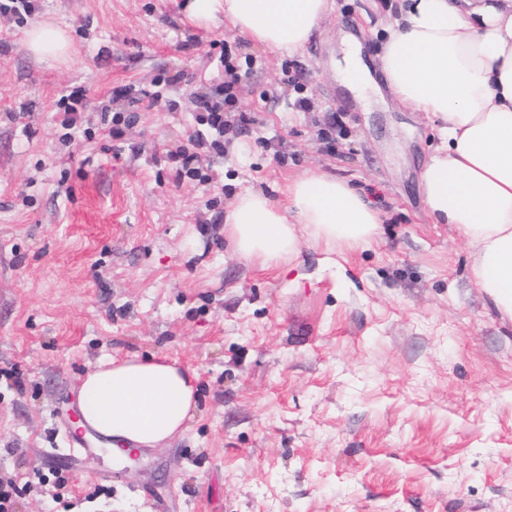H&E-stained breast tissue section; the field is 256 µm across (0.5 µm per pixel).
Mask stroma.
I'll use <instances>...</instances> for the list:
<instances>
[{
  "label": "stroma",
  "mask_w": 512,
  "mask_h": 512,
  "mask_svg": "<svg viewBox=\"0 0 512 512\" xmlns=\"http://www.w3.org/2000/svg\"><path fill=\"white\" fill-rule=\"evenodd\" d=\"M0 14V479L9 512H512V322L465 240L431 223L426 116L362 111L337 82L339 32L368 64L386 23L332 0L306 49L273 53L191 21L184 0H32ZM50 22L47 63L23 34ZM232 55L253 122L215 150L200 100ZM84 94L74 127L59 100ZM151 108H133L143 94ZM309 109L295 108L297 98ZM131 114L121 136L104 117ZM195 140L199 177L170 153ZM336 172L382 211L370 247L303 238L270 268L235 254L224 211L247 190ZM152 353L199 375L182 436L112 466L52 457L53 412L101 357ZM28 50L45 61H57L70 54V42L65 31L47 23L33 26L25 34Z\"/></svg>",
  "instance_id": "35a3bbf8"
}]
</instances>
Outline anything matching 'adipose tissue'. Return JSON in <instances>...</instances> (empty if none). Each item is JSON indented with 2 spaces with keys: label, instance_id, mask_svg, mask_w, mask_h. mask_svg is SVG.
<instances>
[{
  "label": "adipose tissue",
  "instance_id": "1",
  "mask_svg": "<svg viewBox=\"0 0 512 512\" xmlns=\"http://www.w3.org/2000/svg\"><path fill=\"white\" fill-rule=\"evenodd\" d=\"M184 10L293 53L310 42L329 0H186ZM385 29L378 59L388 94L426 114L440 140L421 173L428 214L466 239L478 287L512 321V0H397ZM25 44L45 61L70 53L65 31L47 23L29 29ZM285 193L284 207L259 191L225 210L235 252L269 267L296 255L305 234L332 251L364 247L380 231L379 210L335 174L305 172ZM198 380L163 357H105L80 385L84 425L130 450L164 447L191 418Z\"/></svg>",
  "mask_w": 512,
  "mask_h": 512
}]
</instances>
